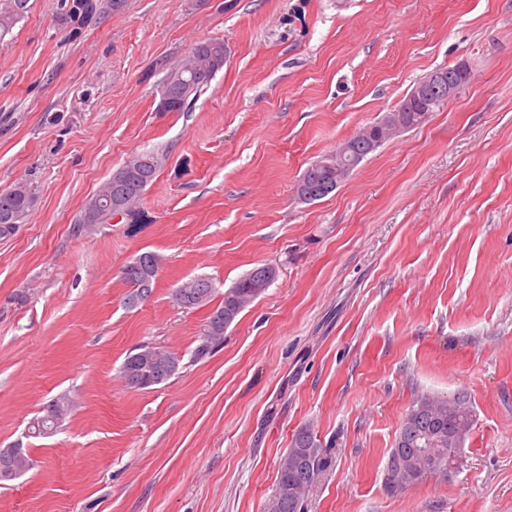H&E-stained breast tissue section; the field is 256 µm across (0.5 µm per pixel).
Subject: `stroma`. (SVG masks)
Returning a JSON list of instances; mask_svg holds the SVG:
<instances>
[{"mask_svg":"<svg viewBox=\"0 0 512 512\" xmlns=\"http://www.w3.org/2000/svg\"><path fill=\"white\" fill-rule=\"evenodd\" d=\"M29 7L0 39V192L35 198L0 238V448L33 464L0 512H263L306 426L333 457L308 512H512V0H126L77 41L56 0ZM211 38L223 70L161 111L169 65ZM459 63L447 105L296 203L311 162ZM144 150L161 167L134 211L78 225ZM145 251L165 263L130 307ZM263 263L277 280L193 360L210 309L173 289ZM142 344L179 369L129 389ZM460 390L454 472L389 491L410 403ZM61 395L71 414L31 437ZM162 262L158 253L144 252L122 268V280L130 287L125 297L128 306H136L151 295Z\"/></svg>","mask_w":512,"mask_h":512,"instance_id":"1","label":"stroma"}]
</instances>
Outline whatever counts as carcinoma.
<instances>
[{"instance_id":"1","label":"carcinoma","mask_w":512,"mask_h":512,"mask_svg":"<svg viewBox=\"0 0 512 512\" xmlns=\"http://www.w3.org/2000/svg\"><path fill=\"white\" fill-rule=\"evenodd\" d=\"M29 0H0V37L8 33L24 17ZM102 4L96 0H57L58 13L69 18L76 14L94 17ZM224 68V41L210 39L195 44L185 60L169 66L162 91L172 101V111L185 108L183 100L190 95L195 100L204 87L213 80L211 71ZM445 101L434 92L424 102L405 104L403 113L407 128L422 124L428 115L443 107ZM368 128L361 129L346 140L352 145L358 161L370 154ZM335 155H325L312 162L304 171L295 188V199L302 204H312L336 190V168L330 166ZM161 165L160 158L151 151L134 154L108 178L98 195L114 205L102 211L100 218L87 216L89 206H84L78 219L80 224H107L116 214L127 215L141 200L152 184ZM34 206L30 190L20 184L0 193V237L14 233ZM163 258L156 252H144L127 263L121 270L122 280L130 287L125 303L134 307L148 298L155 284ZM278 277L275 266L264 263L224 290L207 321L211 323L210 337H201L193 358L199 359L217 349L224 341V330L232 324L247 305L252 303V289L270 287ZM173 299L184 308L202 307L214 300L215 288L207 277H194L173 290ZM180 362L173 353L162 351V358L144 363L129 353L121 367L120 376L139 372L161 385L171 379L176 370L171 362ZM473 425V410L469 396L458 391L451 397L421 395L407 410L398 435L391 448L386 484L390 490L401 491L413 485L424 473L430 471L442 476L454 472L460 448L463 447ZM332 465L327 449L315 439L312 430L305 427L297 432L286 454L278 465V479L273 494L264 505V512H307V500L312 488Z\"/></svg>"}]
</instances>
